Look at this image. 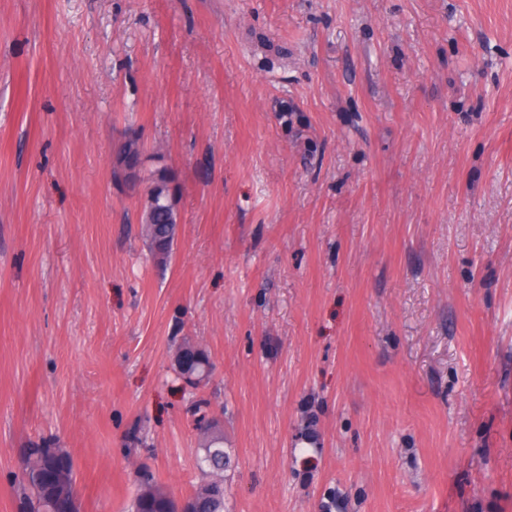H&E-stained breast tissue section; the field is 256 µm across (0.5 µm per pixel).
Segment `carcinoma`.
Listing matches in <instances>:
<instances>
[{
	"label": "carcinoma",
	"mask_w": 512,
	"mask_h": 512,
	"mask_svg": "<svg viewBox=\"0 0 512 512\" xmlns=\"http://www.w3.org/2000/svg\"><path fill=\"white\" fill-rule=\"evenodd\" d=\"M113 177L118 187L134 190L145 185L139 212L140 234L152 262L164 267L170 262L178 238L181 216L178 208L176 174L167 162L165 150L156 147L146 155L140 135L134 128L123 132L113 159ZM174 365L179 377L189 385L198 386L211 373L205 352L191 339H184L175 350ZM229 455L224 449V432L219 425L200 428L197 465L203 474L201 484L188 499L191 512H224V468ZM63 462L72 463L68 453L47 443L27 451L20 479L21 503L24 512H78V492L65 501H58L52 489L35 483V472H50ZM169 495L145 476L132 503V512L144 504L167 506Z\"/></svg>",
	"instance_id": "cac0c4a2"
}]
</instances>
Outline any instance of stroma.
<instances>
[{"label":"stroma","instance_id":"1","mask_svg":"<svg viewBox=\"0 0 512 512\" xmlns=\"http://www.w3.org/2000/svg\"><path fill=\"white\" fill-rule=\"evenodd\" d=\"M203 416L225 512H512V0H0V512L45 441L186 499ZM122 135L113 159V177L120 188L147 186L148 191L141 194L140 234L152 262L164 267L172 258L181 224L176 174L163 148L157 146L148 156L136 129L127 128ZM174 365L179 377L194 387L206 381L212 369L205 352L189 338L176 348Z\"/></svg>","mask_w":512,"mask_h":512}]
</instances>
